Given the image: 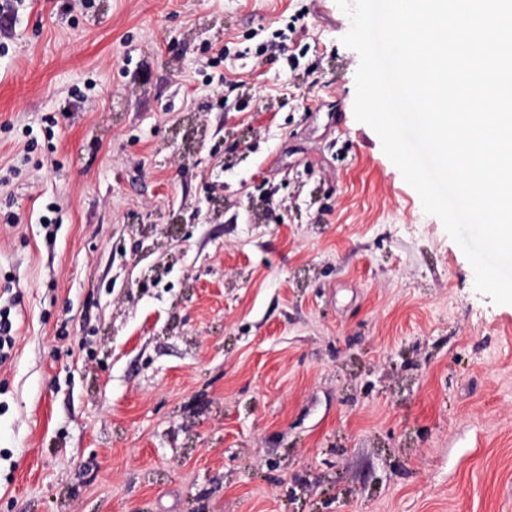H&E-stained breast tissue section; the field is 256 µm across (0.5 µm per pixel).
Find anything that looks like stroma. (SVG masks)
Instances as JSON below:
<instances>
[{
	"mask_svg": "<svg viewBox=\"0 0 512 512\" xmlns=\"http://www.w3.org/2000/svg\"><path fill=\"white\" fill-rule=\"evenodd\" d=\"M349 26L335 0L20 7L0 512H512V304L355 119Z\"/></svg>",
	"mask_w": 512,
	"mask_h": 512,
	"instance_id": "stroma-1",
	"label": "stroma"
}]
</instances>
